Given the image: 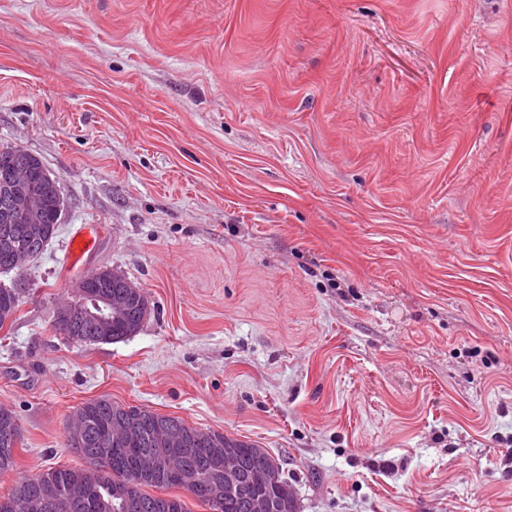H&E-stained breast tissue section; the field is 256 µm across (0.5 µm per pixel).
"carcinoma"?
Returning a JSON list of instances; mask_svg holds the SVG:
<instances>
[{"instance_id":"cac0c4a2","label":"carcinoma","mask_w":512,"mask_h":512,"mask_svg":"<svg viewBox=\"0 0 512 512\" xmlns=\"http://www.w3.org/2000/svg\"><path fill=\"white\" fill-rule=\"evenodd\" d=\"M19 154L26 158L28 163L27 178L31 183L42 186L39 203L41 210L40 223L43 224L47 235L41 239V248L25 258L14 257L0 250V273H9L26 265L29 261L40 255L55 235L57 225L55 217V194L50 184L43 182L42 162L31 153L10 146L8 150H0V180L13 175L15 162L14 155ZM28 292L26 282L16 280L9 287L0 286V330L6 324L13 322L18 308ZM140 317L132 313L122 319L112 321V334L109 336H95L92 327L87 324H64L58 316H53L51 327L58 335L68 340L81 338L84 344L113 343L121 341L136 334L140 329ZM125 407L113 402L107 397H100L86 401L77 406L68 418L66 432H71L72 422L83 418L87 428L82 442L68 446L77 448V454L83 464L79 467L64 465L51 466L36 474H26L14 479L8 495L16 502L14 512H31L28 504L39 493V484L44 480L53 481L58 490V499L69 498L73 489L85 487L92 493L94 507L85 511L75 508L70 512H131L130 506L137 507L136 512H154L150 505L157 502H166L170 505L169 512H188L184 501L178 496L160 497L147 492L149 488L172 489L178 488L187 491L204 506L209 502L200 494L193 491L188 485L176 481L169 476H152L149 474L155 448L159 447L155 435L156 424H151L150 431L139 437H127L116 444L120 452L113 448H104L98 444V439L112 430V419ZM129 412L136 413L138 406H129ZM6 419L16 432L15 441L6 453L0 452V476L7 472L17 471L15 449L22 444L21 430L14 414L0 407V421ZM164 424H173L185 434L197 440V452L191 456H182L173 459L174 470L188 469L193 471L195 479L200 484L210 483L221 477L224 471V460L214 456L215 448H232L245 460H251L259 455H268V452L252 441L241 440L228 436L220 431L199 429L187 424L178 417L161 419ZM245 494L249 496H262L275 504L274 512H296L292 508L295 493L292 486L276 475L273 482L261 486H247Z\"/></svg>"}]
</instances>
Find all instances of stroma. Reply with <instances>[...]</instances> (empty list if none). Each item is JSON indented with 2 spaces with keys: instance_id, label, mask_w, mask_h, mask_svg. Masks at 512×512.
<instances>
[{
  "instance_id": "obj_1",
  "label": "stroma",
  "mask_w": 512,
  "mask_h": 512,
  "mask_svg": "<svg viewBox=\"0 0 512 512\" xmlns=\"http://www.w3.org/2000/svg\"><path fill=\"white\" fill-rule=\"evenodd\" d=\"M1 144L64 200L0 273L20 473L107 396L255 442L298 512H512V0H0ZM105 266L141 330L53 334ZM97 238L98 228L96 226H85L78 229L71 239L69 264L75 266L93 249ZM24 280H15L9 287L0 286V331L6 324L13 322L18 308L28 292Z\"/></svg>"
}]
</instances>
